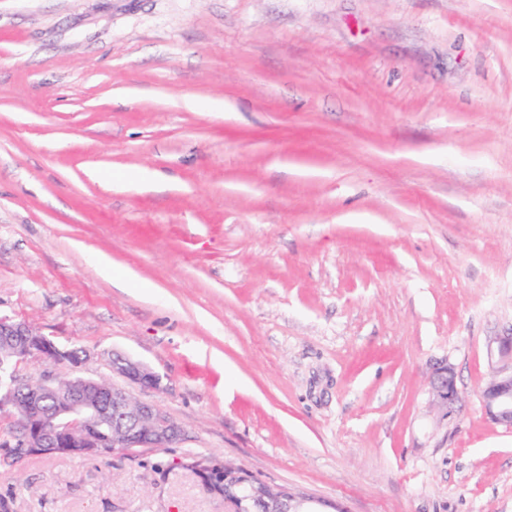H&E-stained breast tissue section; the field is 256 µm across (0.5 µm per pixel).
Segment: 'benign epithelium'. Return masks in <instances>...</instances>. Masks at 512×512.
<instances>
[{
	"mask_svg": "<svg viewBox=\"0 0 512 512\" xmlns=\"http://www.w3.org/2000/svg\"><path fill=\"white\" fill-rule=\"evenodd\" d=\"M488 350L497 352L504 365L481 391V400L489 418L512 428V335L488 340ZM37 355L42 360L63 362L68 349L34 330L28 323L0 316V409L9 408L19 415L21 427L16 436L0 443L10 448H51L62 435L79 441L90 440L88 422L112 418L118 427L112 451L127 448H168L183 439V430L159 407L135 398L125 387L83 379L68 389L57 386L54 374L43 371L37 384L20 377L15 366ZM112 373L142 388L159 385V376L142 362L122 354L110 359ZM433 399L443 415L454 414L460 402L454 369L445 363L432 375ZM48 399L67 404L66 416L50 411ZM245 472L224 464V482L229 488L248 484L253 512H320L310 497L270 486L260 480L243 481Z\"/></svg>",
	"mask_w": 512,
	"mask_h": 512,
	"instance_id": "benign-epithelium-1",
	"label": "benign epithelium"
}]
</instances>
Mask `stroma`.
Here are the masks:
<instances>
[{
	"label": "stroma",
	"instance_id": "stroma-1",
	"mask_svg": "<svg viewBox=\"0 0 512 512\" xmlns=\"http://www.w3.org/2000/svg\"><path fill=\"white\" fill-rule=\"evenodd\" d=\"M0 316L142 361L184 432L2 461L11 512H225L191 458L512 512V0H0ZM488 350L496 351L504 365L481 391V400L489 418L496 424L512 428V332L488 340ZM433 399L443 415L454 414L460 402V393L456 385V377L450 364H442L434 369L432 375Z\"/></svg>",
	"mask_w": 512,
	"mask_h": 512
}]
</instances>
